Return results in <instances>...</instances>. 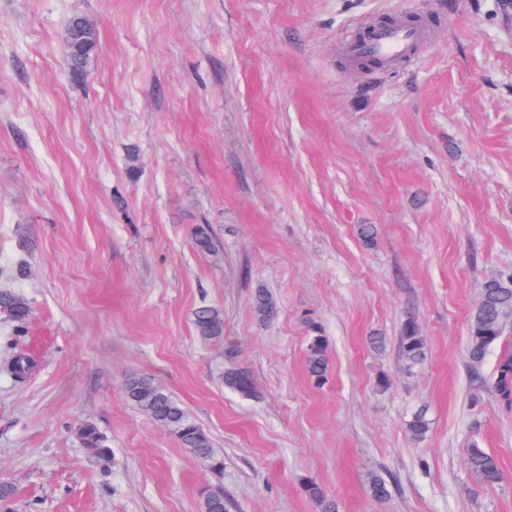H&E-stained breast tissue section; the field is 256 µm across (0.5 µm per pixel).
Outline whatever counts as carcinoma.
<instances>
[{
  "instance_id": "carcinoma-1",
  "label": "carcinoma",
  "mask_w": 512,
  "mask_h": 512,
  "mask_svg": "<svg viewBox=\"0 0 512 512\" xmlns=\"http://www.w3.org/2000/svg\"><path fill=\"white\" fill-rule=\"evenodd\" d=\"M67 62L75 72L83 71L95 53L98 41L93 26L83 17L71 18L66 27ZM192 240L197 251L203 254L216 252L212 226L197 224L192 231ZM252 308L261 322H270L278 315L273 298L260 290L253 296ZM5 314L15 323L16 329L23 328L32 313L29 300L11 289H0V314ZM512 317V275L491 277L482 283L479 299L470 319L468 359L475 371L481 368L491 352L503 337L504 327ZM196 336L205 343L224 341V311L206 301H201L192 312ZM398 350L407 368L411 369L424 362L427 344L421 336L415 321L406 319ZM34 368V361L28 355L17 352L4 362L3 369L16 382L25 381ZM305 368L312 382L319 385L326 377L328 368L327 339L315 331L309 337L305 354ZM224 387L243 396L255 395V386L250 370L236 362L230 363L223 373ZM493 387L501 403L512 410V349L501 352L494 371ZM126 399L143 414L172 433L182 448L207 465L210 471L222 473L224 458L213 448L209 435L190 419L182 405L154 380L132 375L123 384ZM406 432L415 442L423 441L429 432L430 423L422 409L414 412L405 423ZM80 439L103 463L112 459V448L105 437L91 424L78 429ZM466 463L486 487H494L503 480L498 458L472 442L468 448ZM305 492L314 502L317 512H339L338 503L328 497L313 481L304 484ZM367 491L376 501L391 496V486L382 476L370 474ZM199 512H227L224 496L215 492L202 493Z\"/></svg>"
}]
</instances>
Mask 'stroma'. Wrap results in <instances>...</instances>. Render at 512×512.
Here are the masks:
<instances>
[{"instance_id":"35a3bbf8","label":"stroma","mask_w":512,"mask_h":512,"mask_svg":"<svg viewBox=\"0 0 512 512\" xmlns=\"http://www.w3.org/2000/svg\"><path fill=\"white\" fill-rule=\"evenodd\" d=\"M75 16L98 36L81 76L64 43ZM396 16L432 25L409 62H345L347 39ZM197 224L215 254L195 249ZM511 273L502 0H0V288L34 309L18 336L0 319V358L36 361L23 383L0 373V481L16 489L0 512H199L204 486L228 512H316L307 480L340 512H512L497 356L475 372L466 353L482 283ZM260 288L273 322L253 312ZM203 300L224 311L221 344L195 334ZM409 318L428 351L412 369ZM316 327L321 386L304 367ZM228 344L255 396L225 389ZM134 374L183 405L223 474L126 400ZM422 407L416 443L405 422ZM472 440L499 486L468 469ZM372 473L388 500L369 496ZM252 308L261 322H270L278 315V308L273 298L265 291L260 290L253 296ZM398 350L407 368L412 369L424 362L427 357V344L421 336L415 321L406 319L401 336H399ZM80 439L92 453L107 465L112 459V449L105 437L91 424H84L78 429ZM466 463L486 487H495L503 480L498 458L475 441L468 448Z\"/></svg>"}]
</instances>
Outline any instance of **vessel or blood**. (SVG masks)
<instances>
[{
  "mask_svg": "<svg viewBox=\"0 0 512 512\" xmlns=\"http://www.w3.org/2000/svg\"><path fill=\"white\" fill-rule=\"evenodd\" d=\"M428 29L422 23H409L398 19L373 26L362 35L351 39L345 46L347 56L353 60L373 57L392 67L394 62L411 59L417 46L426 41Z\"/></svg>",
  "mask_w": 512,
  "mask_h": 512,
  "instance_id": "b4317fda",
  "label": "vessel or blood"
}]
</instances>
